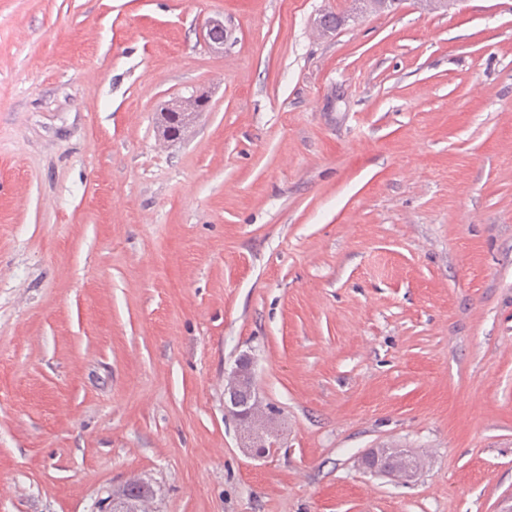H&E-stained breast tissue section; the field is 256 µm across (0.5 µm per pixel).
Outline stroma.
Wrapping results in <instances>:
<instances>
[{
  "instance_id": "1",
  "label": "stroma",
  "mask_w": 512,
  "mask_h": 512,
  "mask_svg": "<svg viewBox=\"0 0 512 512\" xmlns=\"http://www.w3.org/2000/svg\"><path fill=\"white\" fill-rule=\"evenodd\" d=\"M137 479L153 512L512 505V0H0V512ZM261 402L256 387L252 360L242 355L231 370L224 386V410L239 419L248 430L243 443L248 452L258 453L257 448H274L272 423L261 418Z\"/></svg>"
}]
</instances>
